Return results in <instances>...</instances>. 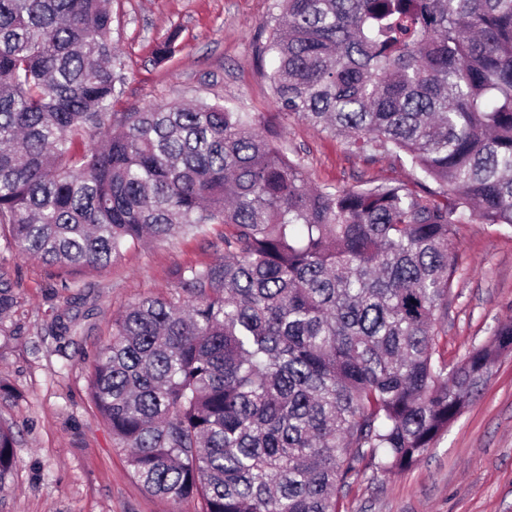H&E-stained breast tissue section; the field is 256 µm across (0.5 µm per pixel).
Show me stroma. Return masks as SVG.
I'll return each instance as SVG.
<instances>
[{"instance_id": "35a3bbf8", "label": "stroma", "mask_w": 512, "mask_h": 512, "mask_svg": "<svg viewBox=\"0 0 512 512\" xmlns=\"http://www.w3.org/2000/svg\"><path fill=\"white\" fill-rule=\"evenodd\" d=\"M278 14L276 0H112V42L125 77L115 111L193 99L235 103L281 130L283 148L303 158L316 185L411 181L406 161L356 151L277 113L271 68L256 53ZM172 33L180 52L157 61ZM223 234V225L209 224L128 249L106 269L64 274L15 255L0 230V269L18 285L14 308L0 320V424L16 436L0 512H200L199 500L173 505L141 488L89 397L87 370L111 337L113 314L140 298L177 292V270L223 256ZM453 243L456 271L438 338L451 367L512 317V228L466 221ZM64 309L76 331L58 340L47 328ZM339 510L512 512V351L498 358L477 401L419 463L384 478L361 471L340 492Z\"/></svg>"}]
</instances>
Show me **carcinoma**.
<instances>
[{
    "label": "carcinoma",
    "mask_w": 512,
    "mask_h": 512,
    "mask_svg": "<svg viewBox=\"0 0 512 512\" xmlns=\"http://www.w3.org/2000/svg\"><path fill=\"white\" fill-rule=\"evenodd\" d=\"M277 111L413 184L312 183L278 130L197 100L114 112L109 0H0V227L68 272L224 225V259L112 318L89 395L142 489L202 512H338L479 396L512 319L441 361L455 227H512V0H277ZM438 188L432 189L429 184ZM17 283L0 271V320ZM14 433L0 425V483Z\"/></svg>",
    "instance_id": "obj_1"
}]
</instances>
